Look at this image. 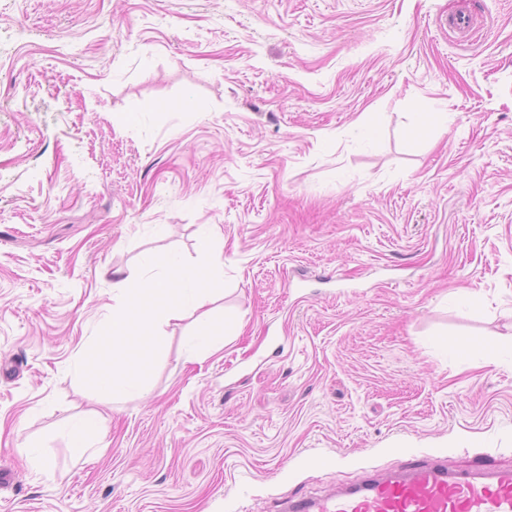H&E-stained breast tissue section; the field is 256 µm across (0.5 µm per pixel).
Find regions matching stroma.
<instances>
[{
	"label": "stroma",
	"mask_w": 512,
	"mask_h": 512,
	"mask_svg": "<svg viewBox=\"0 0 512 512\" xmlns=\"http://www.w3.org/2000/svg\"><path fill=\"white\" fill-rule=\"evenodd\" d=\"M0 209V512L512 467V0H0ZM171 255L217 351L189 310L142 392L79 376Z\"/></svg>",
	"instance_id": "35a3bbf8"
}]
</instances>
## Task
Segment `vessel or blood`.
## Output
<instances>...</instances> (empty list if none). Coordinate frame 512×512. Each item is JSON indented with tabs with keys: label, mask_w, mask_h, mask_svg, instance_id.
<instances>
[{
	"label": "vessel or blood",
	"mask_w": 512,
	"mask_h": 512,
	"mask_svg": "<svg viewBox=\"0 0 512 512\" xmlns=\"http://www.w3.org/2000/svg\"><path fill=\"white\" fill-rule=\"evenodd\" d=\"M283 512H512V468L453 470L436 459L378 471L326 494L291 497Z\"/></svg>",
	"instance_id": "vessel-or-blood-1"
}]
</instances>
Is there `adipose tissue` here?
I'll use <instances>...</instances> for the list:
<instances>
[{"label":"adipose tissue","instance_id":"obj_1","mask_svg":"<svg viewBox=\"0 0 512 512\" xmlns=\"http://www.w3.org/2000/svg\"><path fill=\"white\" fill-rule=\"evenodd\" d=\"M116 284L123 298L112 310V340L84 353L82 372L86 377L107 381L113 391L121 393L136 387V376L128 368L144 356V343L154 335L155 316L174 318L188 307L205 308L211 301L212 290L197 273L175 261L170 264L164 284L131 286L121 277ZM107 356L112 359L108 368L103 365Z\"/></svg>","mask_w":512,"mask_h":512}]
</instances>
